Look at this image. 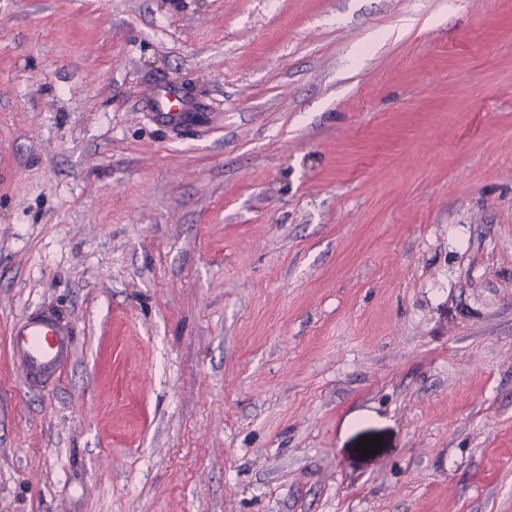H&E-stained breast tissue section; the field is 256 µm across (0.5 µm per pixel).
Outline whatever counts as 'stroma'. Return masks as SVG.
I'll list each match as a JSON object with an SVG mask.
<instances>
[{
    "label": "stroma",
    "mask_w": 512,
    "mask_h": 512,
    "mask_svg": "<svg viewBox=\"0 0 512 512\" xmlns=\"http://www.w3.org/2000/svg\"><path fill=\"white\" fill-rule=\"evenodd\" d=\"M0 512H512V0H0ZM142 97L153 111L154 118L164 126H183L197 115L196 112H189L194 106L192 99L176 83L149 86ZM75 348V327L49 309H37L9 329V359L29 390L55 389L71 365Z\"/></svg>",
    "instance_id": "35a3bbf8"
}]
</instances>
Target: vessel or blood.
I'll use <instances>...</instances> for the list:
<instances>
[{
	"instance_id": "vessel-or-blood-1",
	"label": "vessel or blood",
	"mask_w": 512,
	"mask_h": 512,
	"mask_svg": "<svg viewBox=\"0 0 512 512\" xmlns=\"http://www.w3.org/2000/svg\"><path fill=\"white\" fill-rule=\"evenodd\" d=\"M143 100L154 118L166 126L190 123L193 102L178 84L147 87ZM76 348V330L49 309L35 310L9 329L8 354L26 387L50 391L67 373Z\"/></svg>"
}]
</instances>
